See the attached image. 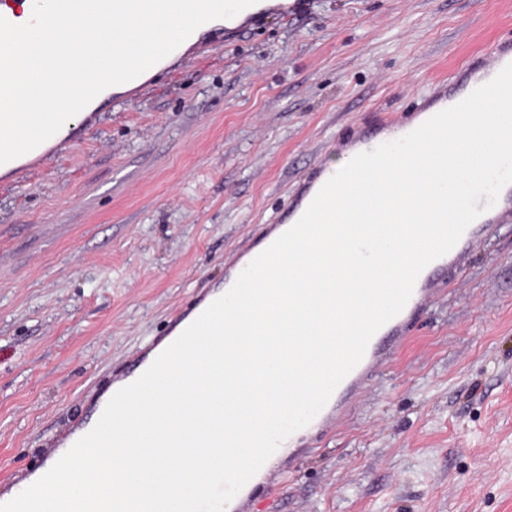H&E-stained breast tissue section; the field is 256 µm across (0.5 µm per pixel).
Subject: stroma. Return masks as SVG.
<instances>
[{"instance_id":"obj_1","label":"stroma","mask_w":512,"mask_h":512,"mask_svg":"<svg viewBox=\"0 0 512 512\" xmlns=\"http://www.w3.org/2000/svg\"><path fill=\"white\" fill-rule=\"evenodd\" d=\"M512 34V0H308L0 178V476L26 479L350 126L405 114ZM242 512H512V225L435 297L341 424ZM58 145L47 140L34 150L19 156L7 163L0 164L2 176H16L19 181H25L36 170L42 168L43 162L57 155Z\"/></svg>"}]
</instances>
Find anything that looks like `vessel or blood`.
Listing matches in <instances>:
<instances>
[{
  "instance_id": "vessel-or-blood-1",
  "label": "vessel or blood",
  "mask_w": 512,
  "mask_h": 512,
  "mask_svg": "<svg viewBox=\"0 0 512 512\" xmlns=\"http://www.w3.org/2000/svg\"><path fill=\"white\" fill-rule=\"evenodd\" d=\"M305 0H276L271 8L249 6L246 14L252 27L264 25L271 13L288 14L301 9ZM223 20H213L204 24L202 31L193 32L172 53L181 63H190L200 52L203 37L222 38ZM512 63V39L505 38L492 44L486 58L469 61L456 68L448 78L435 83L420 97L414 112L399 117L380 116L371 127H351L344 139L347 147L361 146L371 150L392 141L393 137L404 136L419 125L420 118L432 117L436 113L451 107L480 85L491 80L504 66ZM167 61H159L137 78L125 85L123 99L131 100L141 95L143 90L153 83L158 72L165 70ZM59 148L52 142H44L34 150L0 165V173L27 180L40 169L45 160L57 155ZM326 167H314L303 179L296 195L288 206V213L280 224L269 225L263 246H270L277 238L278 228L293 226L303 215L321 187L330 179ZM512 222V185L501 191L496 204L477 218L463 233L460 240L444 256L428 264L418 276L413 293L404 309L382 328L370 340L365 354L358 365L341 381L330 396L325 407L311 421V429L325 427L328 423L340 420L346 410L347 399L358 396L366 381L383 364L390 351L399 345L406 334L411 319L422 314L438 292L444 278L457 276L466 265L470 255L477 250L482 241L499 225Z\"/></svg>"
}]
</instances>
